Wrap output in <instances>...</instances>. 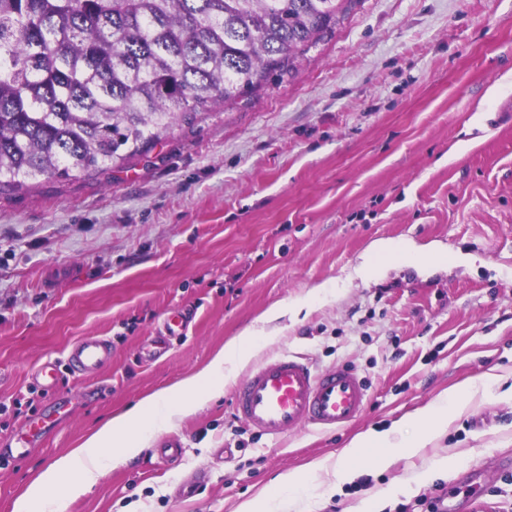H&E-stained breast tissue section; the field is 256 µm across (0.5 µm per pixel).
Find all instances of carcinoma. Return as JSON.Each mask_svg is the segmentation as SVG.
I'll return each mask as SVG.
<instances>
[{"mask_svg":"<svg viewBox=\"0 0 512 512\" xmlns=\"http://www.w3.org/2000/svg\"><path fill=\"white\" fill-rule=\"evenodd\" d=\"M359 0H0V185L134 155L291 73Z\"/></svg>","mask_w":512,"mask_h":512,"instance_id":"1","label":"carcinoma"}]
</instances>
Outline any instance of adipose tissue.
Here are the masks:
<instances>
[{"instance_id": "obj_1", "label": "adipose tissue", "mask_w": 512, "mask_h": 512, "mask_svg": "<svg viewBox=\"0 0 512 512\" xmlns=\"http://www.w3.org/2000/svg\"><path fill=\"white\" fill-rule=\"evenodd\" d=\"M303 300L282 301L263 315L261 329H245L227 341L223 349L195 374L174 386L140 400L105 421L77 449L58 457L13 505L14 512H65L69 501L93 492L106 470L134 460L160 427H175L224 394L225 384L250 361L258 342H273L281 329L278 322L298 315ZM496 400H512V388L501 390L496 374L487 372L456 384L422 409L391 422L382 429L355 435L336 459L313 461L281 473L254 497L242 501L235 512H307V492L326 496L338 492L360 467L391 468L397 461L421 453L461 414L474 394Z\"/></svg>"}]
</instances>
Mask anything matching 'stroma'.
Masks as SVG:
<instances>
[{
	"label": "stroma",
	"instance_id": "obj_1",
	"mask_svg": "<svg viewBox=\"0 0 512 512\" xmlns=\"http://www.w3.org/2000/svg\"><path fill=\"white\" fill-rule=\"evenodd\" d=\"M512 0H360L292 75L177 123L125 160L0 192V512L88 432L204 366L273 303L333 290L255 362L289 353L346 364L369 403L333 433L274 442L230 396L181 420L186 447L159 470L152 448L111 470L66 512H234L281 472L336 456L450 386L496 369L512 385ZM445 268L349 273L378 241ZM185 309L167 353L140 345ZM98 336L110 357L80 376L66 356ZM57 365L54 389L32 376ZM52 420L25 456L30 421ZM447 512H512V401L473 398L442 438L387 470L364 468L313 512H347L435 456ZM494 467L496 482H467ZM194 493L182 494L184 485Z\"/></svg>",
	"mask_w": 512,
	"mask_h": 512
}]
</instances>
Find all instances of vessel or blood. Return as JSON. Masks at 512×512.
Here are the masks:
<instances>
[{
    "instance_id": "1",
    "label": "vessel or blood",
    "mask_w": 512,
    "mask_h": 512,
    "mask_svg": "<svg viewBox=\"0 0 512 512\" xmlns=\"http://www.w3.org/2000/svg\"><path fill=\"white\" fill-rule=\"evenodd\" d=\"M187 325L185 314L164 324L165 335L143 347V357L152 358L166 347V339L181 333ZM109 347L99 337L80 340L69 359L84 372L100 368ZM369 399L368 386L352 368L313 369L301 358L285 354L253 367L233 387V409L247 427L277 440L289 430L312 425L336 430L361 416ZM184 443L170 435L157 440L156 461L166 467L182 455Z\"/></svg>"
}]
</instances>
